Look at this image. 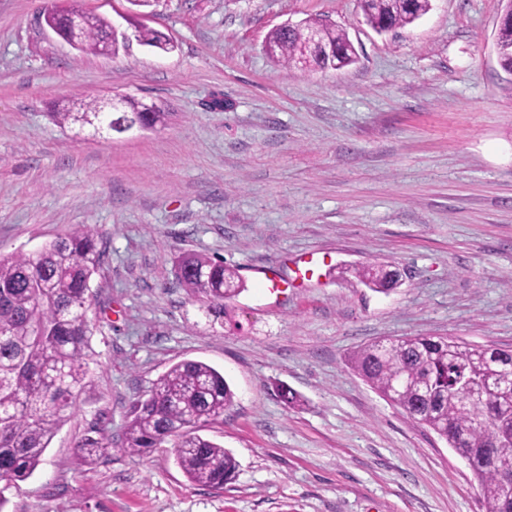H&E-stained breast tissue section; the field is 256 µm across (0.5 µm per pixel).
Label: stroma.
<instances>
[{"mask_svg": "<svg viewBox=\"0 0 512 512\" xmlns=\"http://www.w3.org/2000/svg\"><path fill=\"white\" fill-rule=\"evenodd\" d=\"M504 6L431 0L379 34L359 0H0V255L84 225L104 250L93 389L5 512H487L467 463L349 358L402 336L512 349ZM73 7L111 22L116 55L81 52L46 25ZM308 18L345 29L357 62L309 72L267 53L272 30ZM138 26L175 50L140 45ZM109 96L171 119L112 138L49 118ZM189 253L244 281L223 317L178 284ZM304 254L328 258L319 281L281 297L259 288L258 270L293 277ZM366 264L399 270L396 287L365 286ZM189 359L235 393L200 430L234 455V480L190 483L169 441L77 468L84 439H120L131 404Z\"/></svg>", "mask_w": 512, "mask_h": 512, "instance_id": "obj_1", "label": "stroma"}]
</instances>
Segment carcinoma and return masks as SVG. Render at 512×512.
<instances>
[{"label":"carcinoma","mask_w":512,"mask_h":512,"mask_svg":"<svg viewBox=\"0 0 512 512\" xmlns=\"http://www.w3.org/2000/svg\"><path fill=\"white\" fill-rule=\"evenodd\" d=\"M430 7V0H361L365 21L374 29L404 28ZM110 28L101 17L83 15L76 49L115 53L117 39H109ZM312 31L325 52L322 57L309 44ZM135 37L163 52L175 48L152 28H135ZM267 47L287 65L308 60L309 71L336 70L356 61L347 32L316 18L272 31ZM495 48L501 68L512 74V0L500 21ZM102 255L97 231L85 226L35 252L0 256V512L8 503L7 493L20 490L33 475L66 413L92 387L88 374L97 325L88 312L91 280ZM176 275L189 294L209 302L216 317L224 314V301L244 290L235 270L202 255L183 256ZM358 276L378 292L392 290L387 285L391 274L383 265H365ZM351 363L378 394L393 397L411 422L427 427L468 458L489 512H512V491L504 489L488 456L496 430L481 423L482 417L492 418L504 407L512 411V389L494 390L478 407L463 405L454 391L459 378L482 379L495 366L441 336L366 345ZM233 404L234 392L223 373L203 361H181L133 404L120 441L112 442L106 433L86 439L77 449L78 464L92 465L114 450L141 455L171 439L176 463L191 483L222 489L235 476L238 462L198 429L224 420Z\"/></svg>","instance_id":"cac0c4a2"}]
</instances>
